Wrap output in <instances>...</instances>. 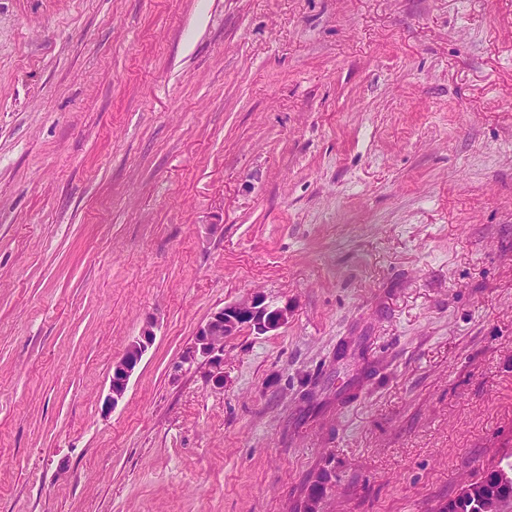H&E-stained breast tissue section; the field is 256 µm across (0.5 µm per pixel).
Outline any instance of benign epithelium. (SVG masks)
I'll use <instances>...</instances> for the list:
<instances>
[{
    "label": "benign epithelium",
    "mask_w": 512,
    "mask_h": 512,
    "mask_svg": "<svg viewBox=\"0 0 512 512\" xmlns=\"http://www.w3.org/2000/svg\"><path fill=\"white\" fill-rule=\"evenodd\" d=\"M288 322V306L273 307L260 294L225 305L201 324L191 346L183 355V362L208 368L207 376L213 388H224V338L246 328L256 335H265L279 329ZM155 334L152 327H145L140 336L134 338L123 355L112 363L109 373V393L105 408L115 407L126 392L130 377L152 344ZM512 488V469H496L493 481L477 478L463 485L454 501L446 504L443 512H457L464 504L468 512H498L500 497L498 490Z\"/></svg>",
    "instance_id": "1"
}]
</instances>
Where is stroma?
Listing matches in <instances>:
<instances>
[{"label": "stroma", "mask_w": 512, "mask_h": 512, "mask_svg": "<svg viewBox=\"0 0 512 512\" xmlns=\"http://www.w3.org/2000/svg\"><path fill=\"white\" fill-rule=\"evenodd\" d=\"M254 293L288 322L213 389L181 357ZM511 465L512 0H0V512H440ZM155 334L152 326H146L140 336L134 338L126 347L123 355L112 363L109 373V393L105 408H114L126 392L130 377L152 344Z\"/></svg>", "instance_id": "obj_1"}]
</instances>
